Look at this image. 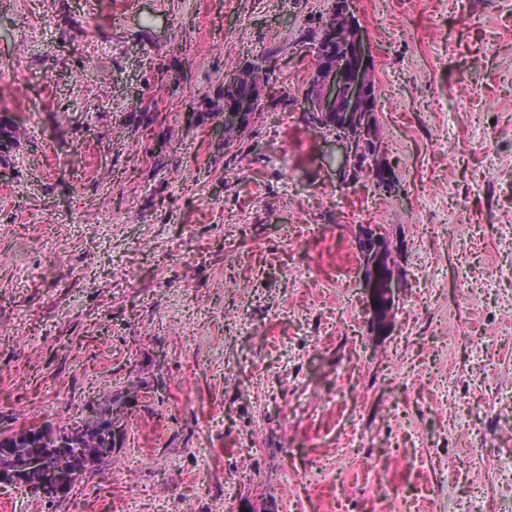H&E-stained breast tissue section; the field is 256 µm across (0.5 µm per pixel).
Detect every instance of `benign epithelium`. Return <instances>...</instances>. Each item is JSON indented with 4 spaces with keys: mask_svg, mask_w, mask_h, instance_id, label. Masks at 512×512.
Returning a JSON list of instances; mask_svg holds the SVG:
<instances>
[{
    "mask_svg": "<svg viewBox=\"0 0 512 512\" xmlns=\"http://www.w3.org/2000/svg\"><path fill=\"white\" fill-rule=\"evenodd\" d=\"M315 69L308 80V93L303 97L307 122L329 132L344 147L342 167L359 171L367 158L377 152V129L372 126L370 95L377 92L371 51L364 40L361 26L350 13L349 0H336L325 23L316 32ZM267 94L266 72L256 65H240L224 82V124L215 134L224 138V147L232 148L248 127L264 118L259 103ZM362 287L370 302L373 324L390 320L396 302L400 277L386 246L382 227L364 226L359 235ZM388 268L389 276L382 290L374 288L373 275ZM119 420L99 430L98 459L112 457V442L119 440ZM83 431L76 428L61 436L57 451L61 455L83 456ZM47 456L36 448H26L11 458L10 469L16 474L47 469Z\"/></svg>",
    "mask_w": 512,
    "mask_h": 512,
    "instance_id": "benign-epithelium-1",
    "label": "benign epithelium"
}]
</instances>
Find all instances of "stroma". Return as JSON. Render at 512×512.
Returning a JSON list of instances; mask_svg holds the SVG:
<instances>
[{
  "label": "stroma",
  "mask_w": 512,
  "mask_h": 512,
  "mask_svg": "<svg viewBox=\"0 0 512 512\" xmlns=\"http://www.w3.org/2000/svg\"><path fill=\"white\" fill-rule=\"evenodd\" d=\"M332 3L0 0V430L125 426L10 512H512V0H352L392 194L303 120ZM246 60L285 104L228 150ZM359 235V251L361 255L362 287L366 289L370 302V312L373 324H387L390 313L396 302V288H399L400 277L386 246L383 228L380 226L361 225ZM387 267L389 276L381 291L374 288L373 275L376 269ZM110 422L103 426L98 432L99 434L96 437V444H100L101 454L98 455V461L112 458V454L115 451L117 446V441L120 437V425L118 419L112 418V411L110 415ZM112 440L116 442V445L112 448Z\"/></svg>",
  "instance_id": "35a3bbf8"
}]
</instances>
